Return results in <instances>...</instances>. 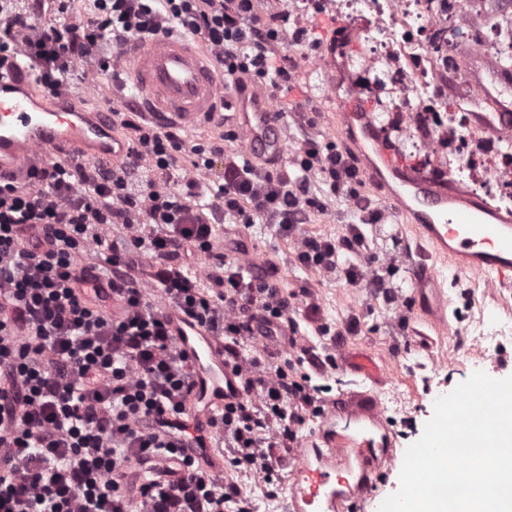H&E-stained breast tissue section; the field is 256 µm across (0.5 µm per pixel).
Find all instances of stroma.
<instances>
[{
    "mask_svg": "<svg viewBox=\"0 0 512 512\" xmlns=\"http://www.w3.org/2000/svg\"><path fill=\"white\" fill-rule=\"evenodd\" d=\"M71 103L105 112L123 108L125 99L117 90L112 72L79 69L77 88ZM278 109L285 113L282 135L285 140H299L302 133L322 138L339 137L338 123H325L326 112L340 111L331 97L328 79L321 73L301 74L291 81L288 91L276 99ZM357 213L347 209L343 198L327 200L323 215L312 216L302 230L309 235L338 237L347 224L357 221ZM219 245L227 257H235L237 244L247 245L260 263L275 264L284 286L297 289L309 286L317 296L321 322L339 329L338 348L351 359L371 357L385 369L389 380L376 391L384 406V418L393 438L397 458H404L407 448L423 434L432 418L435 400L451 392L477 371L492 378L512 376V343L507 342L484 353L472 349L470 336L458 333L457 325L469 308V274L455 271L453 266L438 264L439 281L448 297L447 330H439L413 305L414 284L410 273L422 263L415 249V235L403 217L382 220L367 227L374 262H381L390 246L387 234L399 242L401 266L385 274L386 287L398 288L399 300L391 303L379 293L371 304H363L361 291L352 288L335 274L300 267L293 256L290 241L276 235L263 223L238 224L226 218L217 227ZM358 319L354 332H347L351 319Z\"/></svg>",
    "mask_w": 512,
    "mask_h": 512,
    "instance_id": "obj_1",
    "label": "stroma"
}]
</instances>
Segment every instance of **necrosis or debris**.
<instances>
[{"mask_svg": "<svg viewBox=\"0 0 512 512\" xmlns=\"http://www.w3.org/2000/svg\"><path fill=\"white\" fill-rule=\"evenodd\" d=\"M320 16L360 44L343 70L372 101L382 134L411 148L433 177L512 216V129L465 66L471 57L497 67L512 58V10L490 9L489 0H289L288 42L314 70L328 67L310 37Z\"/></svg>", "mask_w": 512, "mask_h": 512, "instance_id": "necrosis-or-debris-1", "label": "necrosis or debris"}]
</instances>
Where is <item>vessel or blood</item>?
<instances>
[{
  "label": "vessel or blood",
  "mask_w": 512,
  "mask_h": 512,
  "mask_svg": "<svg viewBox=\"0 0 512 512\" xmlns=\"http://www.w3.org/2000/svg\"><path fill=\"white\" fill-rule=\"evenodd\" d=\"M116 66L125 74L142 108L151 117L191 129L203 125L223 91L222 79L199 43L165 36L129 42ZM230 120L241 147L252 156H285L287 146L270 97L260 91L236 93ZM340 131L357 142L371 184L392 186L402 200L401 215L444 262L505 281L512 277V222L485 202L462 198L452 187L401 168L379 143L370 114L356 100L345 102ZM125 149L109 113L67 106L47 107L30 83L28 70L16 65L0 75V181L16 178L23 163L35 159L95 156L119 159ZM435 266L418 265L413 280L422 307L443 317L446 300ZM170 330L193 368V390L184 418L182 446L201 468L220 475L224 461L213 451L208 420L225 402L238 399L232 367L224 363L223 342L178 312L169 314ZM334 425L317 435L320 447L301 448L292 473V512H340L347 501L364 497L379 459H392L377 394L352 390L334 399L326 413Z\"/></svg>",
  "instance_id": "1"
}]
</instances>
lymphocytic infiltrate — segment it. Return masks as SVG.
<instances>
[{"mask_svg":"<svg viewBox=\"0 0 512 512\" xmlns=\"http://www.w3.org/2000/svg\"><path fill=\"white\" fill-rule=\"evenodd\" d=\"M72 0H0V69L27 62L53 96L69 97L77 66L110 70L127 42L180 34L199 39L225 85L270 97L292 77L276 64L287 10L255 0H93L84 21H64ZM58 23L45 25V10ZM126 132L119 163L45 161L24 182H0V512H254L223 477L199 470L172 440L192 371L170 331L177 311L224 342L241 397L210 420L224 465L279 488L273 451L297 443L321 414L311 371L336 366L334 345L300 347L302 323L316 335L310 288L290 290L276 269L254 272L218 253L216 226L272 225L297 263L333 272L353 288L372 262L366 210L340 237L301 227L324 212L322 194L344 193L359 176L350 155L304 138L287 166L266 169L234 131L207 145L146 118L136 104L113 111ZM224 171L213 175L215 159ZM210 256L204 275L194 255Z\"/></svg>","mask_w":512,"mask_h":512,"instance_id":"obj_1","label":"lymphocytic infiltrate"}]
</instances>
